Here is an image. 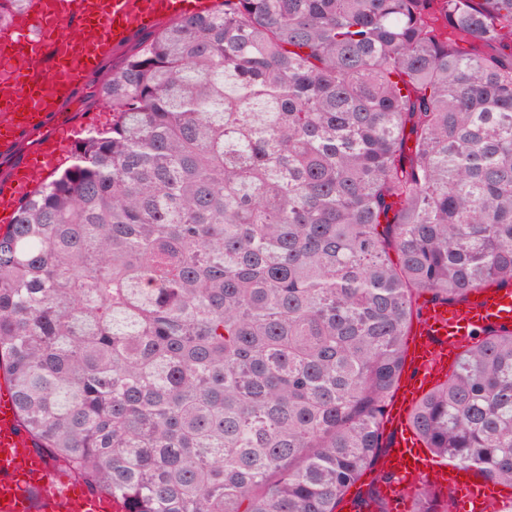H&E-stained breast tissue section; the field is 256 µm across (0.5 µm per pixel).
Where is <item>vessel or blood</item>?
Returning <instances> with one entry per match:
<instances>
[{
  "instance_id": "b4317fda",
  "label": "vessel or blood",
  "mask_w": 512,
  "mask_h": 512,
  "mask_svg": "<svg viewBox=\"0 0 512 512\" xmlns=\"http://www.w3.org/2000/svg\"><path fill=\"white\" fill-rule=\"evenodd\" d=\"M212 0H42L29 28L0 41V155L9 156L25 137L38 142L39 157L22 164L0 188V211L14 212L20 198L42 184L44 173L69 148L67 125L47 129L89 71L109 48H125L138 32L162 22L210 10ZM77 19L75 35L63 34ZM409 330L405 369L385 421L391 449L385 465L394 479L381 488L390 512H405L417 480L461 494L465 512H494L505 497L474 471L431 465L410 430L415 403L445 380L463 346L487 327L512 328V289L486 287L473 299L446 304L423 299ZM111 495L90 493L65 479L36 450L23 430L9 388L0 389V512H115Z\"/></svg>"
}]
</instances>
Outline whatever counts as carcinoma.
Masks as SVG:
<instances>
[{
    "instance_id": "carcinoma-1",
    "label": "carcinoma",
    "mask_w": 512,
    "mask_h": 512,
    "mask_svg": "<svg viewBox=\"0 0 512 512\" xmlns=\"http://www.w3.org/2000/svg\"><path fill=\"white\" fill-rule=\"evenodd\" d=\"M219 0L107 70L112 111L0 233V371L119 512H337L386 454L417 300L512 289V0ZM34 0H0V32ZM396 259H391V256ZM409 425L512 489V328ZM379 469L356 512H389ZM411 512H450L424 484Z\"/></svg>"
}]
</instances>
